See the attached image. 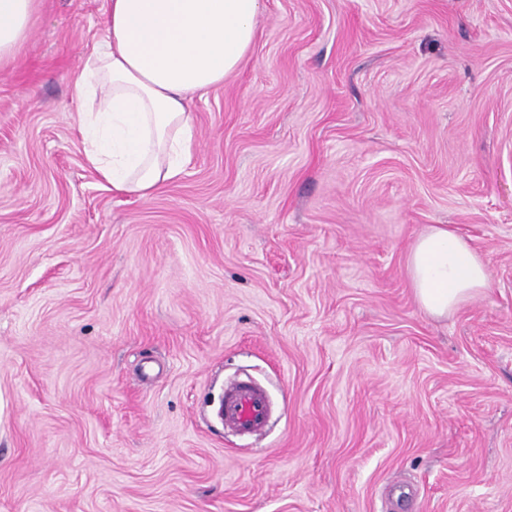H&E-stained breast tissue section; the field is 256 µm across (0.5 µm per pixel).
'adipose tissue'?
Masks as SVG:
<instances>
[{
    "mask_svg": "<svg viewBox=\"0 0 512 512\" xmlns=\"http://www.w3.org/2000/svg\"><path fill=\"white\" fill-rule=\"evenodd\" d=\"M262 0H108L107 34L72 73L85 161L141 198L177 177L193 143L188 103L223 84L253 44ZM41 0H0V68L14 64ZM413 293L443 317L489 284L480 257L447 225L407 260Z\"/></svg>",
    "mask_w": 512,
    "mask_h": 512,
    "instance_id": "1",
    "label": "adipose tissue"
}]
</instances>
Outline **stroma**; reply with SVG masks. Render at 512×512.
<instances>
[{"mask_svg":"<svg viewBox=\"0 0 512 512\" xmlns=\"http://www.w3.org/2000/svg\"><path fill=\"white\" fill-rule=\"evenodd\" d=\"M106 11L43 0L0 70V512H512V0H263L145 199L77 130ZM436 224L490 278L443 318ZM407 270L417 303L437 317L448 315L489 284L484 262L444 224L416 240ZM271 407L264 388L252 382H234L224 390L220 419L226 428L259 435L265 430Z\"/></svg>","mask_w":512,"mask_h":512,"instance_id":"stroma-1","label":"stroma"}]
</instances>
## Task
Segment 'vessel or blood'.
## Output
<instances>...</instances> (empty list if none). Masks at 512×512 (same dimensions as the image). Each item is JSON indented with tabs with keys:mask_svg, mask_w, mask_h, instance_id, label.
Returning a JSON list of instances; mask_svg holds the SVG:
<instances>
[{
	"mask_svg": "<svg viewBox=\"0 0 512 512\" xmlns=\"http://www.w3.org/2000/svg\"><path fill=\"white\" fill-rule=\"evenodd\" d=\"M272 401L261 386L234 382L224 391L220 418L225 427L246 435L261 434L271 411Z\"/></svg>",
	"mask_w": 512,
	"mask_h": 512,
	"instance_id": "b4317fda",
	"label": "vessel or blood"
}]
</instances>
